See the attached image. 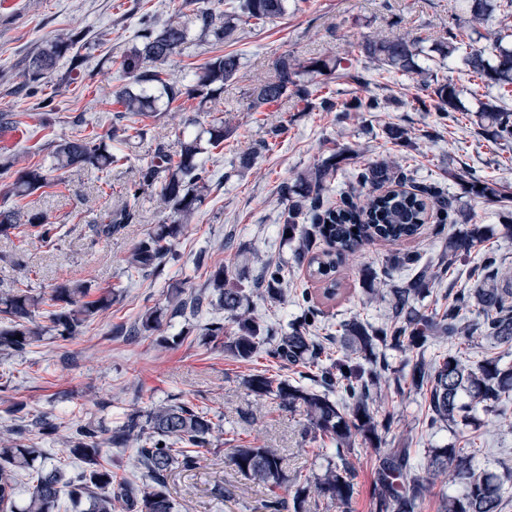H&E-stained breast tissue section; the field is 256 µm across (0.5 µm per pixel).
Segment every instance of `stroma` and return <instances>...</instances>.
Returning <instances> with one entry per match:
<instances>
[{
    "instance_id": "35a3bbf8",
    "label": "stroma",
    "mask_w": 512,
    "mask_h": 512,
    "mask_svg": "<svg viewBox=\"0 0 512 512\" xmlns=\"http://www.w3.org/2000/svg\"><path fill=\"white\" fill-rule=\"evenodd\" d=\"M198 7L197 0H0V113H14L25 132L6 151L20 155L23 163L49 168L54 186L27 197L26 204L62 227L53 246L0 234V253L17 254L33 294L47 295L66 280L87 283L96 297L108 290L114 293L111 305L83 335L62 340L49 334L24 354L0 358V430L13 425L11 407L17 402L24 404L28 418L45 417L64 430L88 419L112 427L131 412L170 399L197 400L214 417L217 444L202 451L194 469L172 476L170 493L177 512H265V500L274 495L290 498L293 489H268L244 480L230 460L234 444L277 449L290 475L326 464L336 450L328 439L305 436V413L285 409L245 384L249 375L259 372L294 379L295 367L262 354L246 363L226 355L221 342L204 334L210 312L171 317L169 293L206 288L210 271L218 265L230 280L251 281L265 264H280L288 271L284 299L273 303L251 296L241 314L275 328L287 326L302 313L295 296L304 291L321 310L323 324L333 328L354 317L375 324L387 319L391 279L386 258L396 250L418 257L437 275L429 296L418 305L422 312L442 308L457 290L476 286L472 270L480 260L478 251L448 263L449 231L430 223L399 245L375 241L347 256L336 272L339 294L325 299L320 284L296 265L291 244L279 234L288 207L279 186L294 182L298 173L335 151L343 152L345 159L324 194L328 203L362 202L367 191L355 185L352 175L369 163L383 159L412 166L415 184L436 183L458 196L467 223L481 226L486 247L496 251L500 279L512 281V233L506 228L512 200H485L468 192L474 178L512 192V143L500 144L493 127L480 124L479 100L468 91L463 53L437 55L425 63L431 74L460 91L458 111L447 116L419 108L421 76L384 71L359 53L362 41L395 33L409 34L424 49H432L447 37L449 25L467 24L469 0H288L285 14L264 27L239 20L238 40L231 45L193 27ZM171 17L191 26L187 42L165 65L171 76L191 73L230 50L241 56L238 77L225 85L213 112L197 111L196 101L190 100L184 109L172 106L148 119L145 139L125 147V159L110 174L53 170L51 140L78 130L110 131L113 92L123 83L121 59L135 46V34L145 20L162 23ZM69 31L82 35L74 50L84 57V70L70 73L64 57L49 81L33 90L22 88L27 58ZM284 55L321 59L336 70L313 79L310 106L285 99L252 111L249 90L272 77L276 59ZM370 96L385 99V109L342 108L351 98ZM325 97L334 101L332 110L321 108ZM44 101L59 117L47 127L40 108ZM76 114L85 119L79 129L69 122ZM215 116L224 120V143L200 157L210 176L202 206L175 240L171 256L144 272L127 270L130 251L168 215L160 205L159 188L129 199L127 189L138 169L151 160L156 142L176 144ZM274 126L282 132L272 139L268 132ZM395 130L400 133L396 139L391 136ZM264 138L270 141V151L254 154L255 143ZM127 200L136 213L133 223L109 237L96 235L92 226L100 214ZM367 271L372 274L368 283L363 280ZM150 308L161 315L159 329L134 331L140 315ZM375 406L379 414L392 417L383 447L411 449L412 473L425 480L420 512H438L441 495L459 493L461 487L451 479L429 476L426 451L456 443L457 434L445 427L427 429L419 394L399 395L385 386ZM473 417L470 431L482 450L479 468L511 467L512 399L501 406H477ZM377 459L373 449L356 447L350 457L355 493L350 503L329 512H374L371 492Z\"/></svg>"
}]
</instances>
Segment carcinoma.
<instances>
[{
    "label": "carcinoma",
    "instance_id": "1",
    "mask_svg": "<svg viewBox=\"0 0 512 512\" xmlns=\"http://www.w3.org/2000/svg\"><path fill=\"white\" fill-rule=\"evenodd\" d=\"M489 0H471L470 23H481L492 12ZM242 12L258 24H264L285 12V0H239L230 11L201 8L193 22L202 33H211L223 41L237 39V12ZM188 26L182 21L168 20L158 28L145 23L137 38L139 45L120 62L127 80L115 91L116 118L127 121L112 127L107 137L77 135L52 145L51 158L56 170L93 168L108 173L116 162L107 141L124 137L142 138L146 126L139 119L156 113L161 97L167 104L181 99L199 100V111L217 100L224 85L233 81L242 62L234 52L217 55L190 74L191 84L168 76L163 65L169 62L188 39ZM466 32L455 25L448 28V40L438 44V51L452 56L460 49ZM78 35L64 33L46 43L29 58L24 72L25 83L41 82L53 74L58 60L74 49ZM367 58L391 71L414 73L420 69L417 59L422 52L419 43L404 36L379 40L368 39L360 44ZM472 77L488 86H495L506 96L512 93V47H496L491 59L480 50L464 59ZM329 69L323 60L299 61L288 56L275 63L273 78L255 85L250 93L251 110L261 111L283 99L309 101V90L299 77L321 75ZM431 105L437 112L457 111L459 90L448 81L433 78L422 80ZM384 108L377 97L366 101L355 99L347 103L352 112H379ZM480 121H486L497 137L512 142V111L495 99L481 102ZM224 143V120L213 118L200 132L178 140L176 150L164 142L155 144L150 164L140 169L133 183L132 196L161 184L160 200L169 210V222L142 238L127 257L130 269L142 270L171 252L173 241L190 222L203 200V189L209 182L206 169L198 156L206 147ZM342 159L336 153L318 161L297 175L295 182L281 188L288 200V209L280 225L282 238L294 244L298 265H306L308 277L324 284V296H336V269L345 257L375 240L393 244L411 239L423 225L433 219L451 226L460 222L464 212L458 197L440 186H417L411 192L399 189L410 180L401 167L379 160L369 164L356 176L362 186L371 188L362 204L345 202L339 207H324L323 194L336 176ZM15 155L0 157V177L10 179L13 196L24 199L34 192L51 186L41 166L18 167ZM469 193L475 197L498 198L499 187L488 181L474 180ZM135 214L128 206H120L93 225L99 235L110 236L122 225L133 221ZM10 230L22 238L33 237L49 246L59 240L58 225L41 212L23 213V207H0V233ZM321 239L327 248L315 252L313 243ZM484 242L482 228H471L448 235V265H453L463 253H469ZM390 269L412 266L411 276L392 285L391 312L386 322L374 325L353 318L339 324L343 337L344 357L325 366L321 363L324 346L315 339L319 312L311 307L289 330L278 332L254 319H242L237 311L247 300L245 289L227 286L224 267L215 269L209 285L215 298L207 293H185L178 290L168 297L173 314L195 313L217 302L233 319L236 328L225 331L224 322L215 319L205 328V335L224 340V351L240 361L251 360L259 350L269 347L276 360L305 369L319 370L317 385L306 386L300 381L253 374L247 379L248 388L259 396H272L279 405L290 410H303L309 426L307 431L325 436L336 444V460L328 461L322 473H313L299 482L288 478L282 458L273 448L238 446L232 449L231 462L247 481L269 488L288 483L295 486L291 501L279 498L266 501L270 512H312V498L327 505L348 503L354 494V484L348 456L356 444L373 448L381 443V433L390 426V418L378 420L374 408V391L379 388L382 369L378 368L380 349L405 345L418 350L420 359L410 372L395 379L396 390L413 391L425 401L427 426L442 424L450 429L469 426L473 405L498 403L512 393V363L505 356L491 354L472 364L463 360L459 351L439 356L433 363L423 358L431 339L436 336H472L479 331L492 344L512 348L511 288L491 285L462 289L448 307L433 315L416 308L430 293L435 278L427 264L409 255L389 256ZM282 267L267 265L263 277L252 284L251 292L271 301L283 299ZM49 301L55 310L49 312L50 325L34 320L42 298L29 288H7L0 291V355L15 356L39 343L46 334L67 340L84 333L100 311L109 303V296L89 299L88 286L79 281L58 284L51 290ZM475 310L482 321L471 325L463 314ZM21 339H16V335ZM338 386L341 396L332 399V388ZM58 427L47 422L17 424L0 432V512H175L169 492V478L176 469L195 466L198 449L212 445L215 423L210 410L191 401H166L147 410L129 415L113 428H103L88 420L72 428L66 438L72 462L50 459L44 448L28 441L35 432L53 436ZM467 447L451 444L428 451L427 470L431 476L447 474L463 485L462 492L441 498L439 512H499L504 497L512 489V470L502 473L489 469L477 471L474 441L464 440ZM128 448L134 445L136 467L141 479L132 480L112 470L105 460L104 445ZM411 471V450L392 448L379 457L377 480L373 491L374 512H417L422 496V483L407 479Z\"/></svg>",
    "mask_w": 512,
    "mask_h": 512
}]
</instances>
